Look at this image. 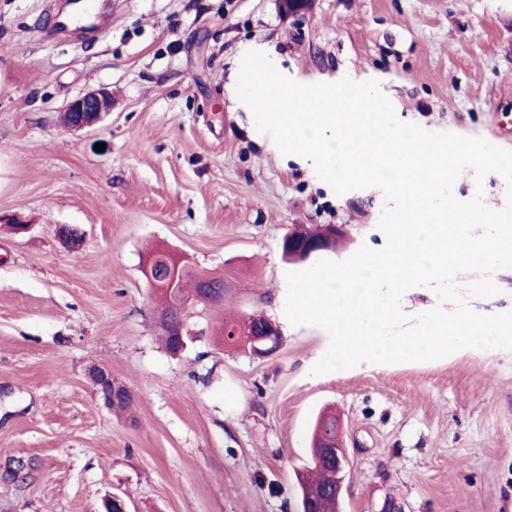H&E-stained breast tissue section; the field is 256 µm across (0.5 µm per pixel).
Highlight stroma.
Returning a JSON list of instances; mask_svg holds the SVG:
<instances>
[{
  "label": "stroma",
  "instance_id": "1",
  "mask_svg": "<svg viewBox=\"0 0 512 512\" xmlns=\"http://www.w3.org/2000/svg\"><path fill=\"white\" fill-rule=\"evenodd\" d=\"M57 9L0 0V512H104L111 495L129 512H296L323 411L350 459L343 512H512V350L312 375L329 336L282 311L283 239L340 225L337 260L383 248V194L336 195L260 146L232 96L256 50L299 83L374 80L404 121L512 149V0H314L299 16L277 0H111L81 38L53 34ZM94 89L111 113L65 127ZM452 193L507 202L496 173L465 171ZM157 245L228 283L223 309L191 307L177 356L143 275ZM478 278H456L475 311L512 310V268L492 297L469 296ZM224 309L264 313L278 349L224 347ZM112 111V95L104 90H90L69 101L63 114L64 125L83 130L97 124ZM93 381L97 386H99V390L102 393L104 400L108 404H120L129 400V393L126 390L116 386L112 382L111 374L107 371L103 369L96 371L93 375Z\"/></svg>",
  "mask_w": 512,
  "mask_h": 512
}]
</instances>
